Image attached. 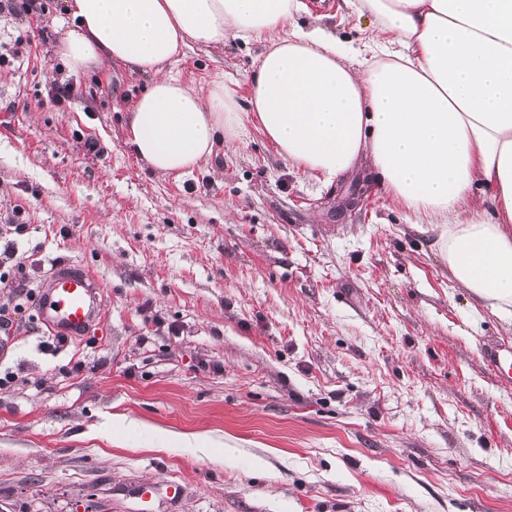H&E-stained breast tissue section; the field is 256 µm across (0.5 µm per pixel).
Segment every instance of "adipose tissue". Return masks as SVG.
I'll return each instance as SVG.
<instances>
[{"instance_id": "ef3b65f1", "label": "adipose tissue", "mask_w": 512, "mask_h": 512, "mask_svg": "<svg viewBox=\"0 0 512 512\" xmlns=\"http://www.w3.org/2000/svg\"><path fill=\"white\" fill-rule=\"evenodd\" d=\"M54 49L73 72L121 63L150 74L126 144L152 172L180 177L248 123L284 160L333 182L369 162L378 182L431 227L454 280L512 317V0H357L377 21L357 58L295 17L303 0H65ZM265 41L239 96L166 70L188 44Z\"/></svg>"}]
</instances>
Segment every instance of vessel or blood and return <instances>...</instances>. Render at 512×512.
Returning <instances> with one entry per match:
<instances>
[{
  "mask_svg": "<svg viewBox=\"0 0 512 512\" xmlns=\"http://www.w3.org/2000/svg\"><path fill=\"white\" fill-rule=\"evenodd\" d=\"M104 299L93 274L78 265H54L39 286L38 318L53 333L86 335L104 314ZM487 367L512 378V346L495 343L482 350Z\"/></svg>",
  "mask_w": 512,
  "mask_h": 512,
  "instance_id": "1",
  "label": "vessel or blood"
}]
</instances>
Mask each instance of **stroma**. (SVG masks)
<instances>
[{
  "label": "stroma",
  "instance_id": "obj_1",
  "mask_svg": "<svg viewBox=\"0 0 512 512\" xmlns=\"http://www.w3.org/2000/svg\"><path fill=\"white\" fill-rule=\"evenodd\" d=\"M38 2L0 0V43L29 52L0 64V512H512V380L481 356L512 318L456 283L435 231L365 169L324 184L254 129L152 173L124 143L149 75L69 72L64 0ZM304 2L299 26L370 45L352 0ZM263 47L192 45L169 71L244 95ZM68 262L106 318L51 347L36 289Z\"/></svg>",
  "mask_w": 512,
  "mask_h": 512
}]
</instances>
